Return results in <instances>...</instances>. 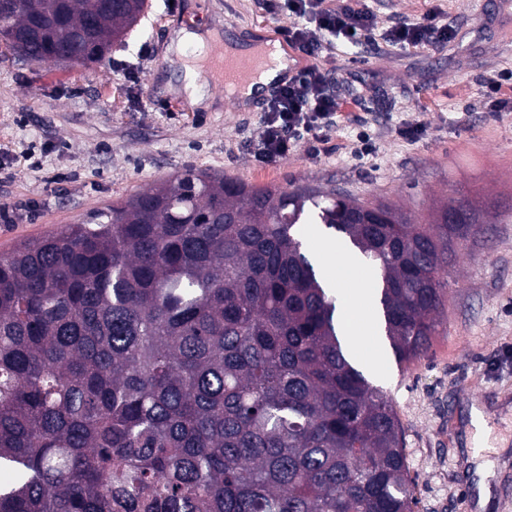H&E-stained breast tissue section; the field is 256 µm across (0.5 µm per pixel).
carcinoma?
I'll return each mask as SVG.
<instances>
[{"label":"carcinoma","instance_id":"cac0c4a2","mask_svg":"<svg viewBox=\"0 0 512 512\" xmlns=\"http://www.w3.org/2000/svg\"><path fill=\"white\" fill-rule=\"evenodd\" d=\"M147 0H0L25 61L99 63ZM378 278L400 362L447 304L468 224L187 170L0 255V512H411L403 430L336 333L299 234Z\"/></svg>","mask_w":512,"mask_h":512}]
</instances>
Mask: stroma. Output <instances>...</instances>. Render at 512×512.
I'll list each match as a JSON object with an SVG mask.
<instances>
[{"label":"stroma","instance_id":"35a3bbf8","mask_svg":"<svg viewBox=\"0 0 512 512\" xmlns=\"http://www.w3.org/2000/svg\"><path fill=\"white\" fill-rule=\"evenodd\" d=\"M376 14L374 42L335 43L296 69L331 76L347 119L317 158L297 150L271 166L252 162L263 106L225 98L201 81L212 109L179 89L195 47L170 52L174 31L218 32L262 41L280 22L258 0H150L111 54L90 66L27 65L0 41V204L20 208L0 223V254L24 240L79 224L112 202L186 170L223 174L256 187L311 186L383 201L423 221L448 198L477 217L443 273L448 305L428 351L398 362L381 346L370 369L404 431L413 512H478L469 461L472 408L488 428V512H512V113L492 117L481 81L512 71V6L504 0H352ZM431 11L457 29L447 45L408 50L382 34ZM421 124L413 140L398 130ZM370 151L351 152L359 129Z\"/></svg>","mask_w":512,"mask_h":512}]
</instances>
